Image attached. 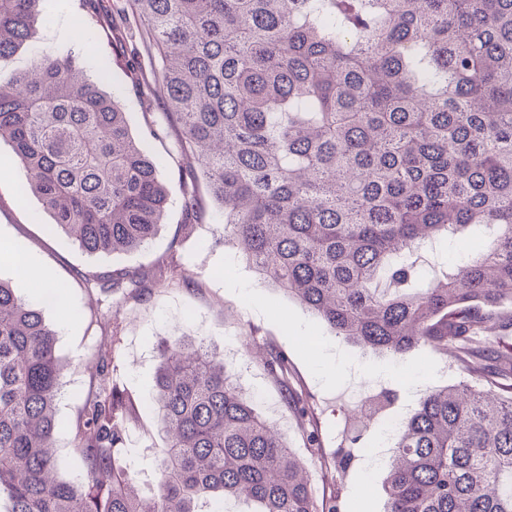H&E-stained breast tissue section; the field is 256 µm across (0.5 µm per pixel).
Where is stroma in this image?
Wrapping results in <instances>:
<instances>
[{"instance_id":"obj_1","label":"stroma","mask_w":512,"mask_h":512,"mask_svg":"<svg viewBox=\"0 0 512 512\" xmlns=\"http://www.w3.org/2000/svg\"><path fill=\"white\" fill-rule=\"evenodd\" d=\"M78 10L79 0H44V21L24 46L0 58V73L23 70L38 56L71 50L89 75L101 78L106 92L118 94L132 134L143 136L144 112L164 110L152 81V63L139 58L134 36L115 44L103 35L97 48L87 51L85 32L76 23ZM143 146L166 186L167 211L145 247L106 256L88 254L63 233L52 231V219L38 197L21 194L26 173L14 164L8 142H0V246L17 254L13 260L0 258V279L26 299L36 294L31 277L35 271L48 272L66 286L64 304L51 303L44 309L46 322L58 332L57 353L66 365L57 401L61 427L54 440L59 476L69 479L85 473L70 426L94 386L92 368L103 357L113 381L135 402L126 431L127 459L141 495L153 494L160 479L154 457L164 445L152 406L158 348L173 336H195L219 348L237 346L239 361L250 367L249 377L240 381L244 395L279 419L286 440L309 468L317 495L336 493L347 512H382L387 467H372L364 458L346 471L326 464L340 445L336 426L345 419L351 395L360 384L378 381L397 394L395 410L414 408L427 389L456 383L463 372L447 365L440 354L427 352L397 361L337 337L308 309L259 280L243 255L225 245L222 210L208 198L206 185L198 187L206 214L193 233L184 234L183 180L172 159L173 142L145 139ZM24 259L31 261L32 272L22 269ZM171 260L177 263L174 274L152 285L143 298L128 287L106 293L87 282L89 275H107L117 268L155 273ZM268 343L285 351L291 383L307 394L314 408L319 452L306 447L263 369Z\"/></svg>"}]
</instances>
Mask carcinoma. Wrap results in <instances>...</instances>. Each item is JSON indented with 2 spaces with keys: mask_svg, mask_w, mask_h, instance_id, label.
Returning a JSON list of instances; mask_svg holds the SVG:
<instances>
[{
  "mask_svg": "<svg viewBox=\"0 0 512 512\" xmlns=\"http://www.w3.org/2000/svg\"><path fill=\"white\" fill-rule=\"evenodd\" d=\"M139 53L159 56L165 127L185 172L181 229L205 213L261 280L337 336L402 359L448 354L492 377L508 360L481 333L512 330V0H126ZM40 0H0V58L40 22ZM25 189L89 254L134 252L156 235L166 187L120 100L67 52L0 75V140ZM465 248L443 278L410 290L408 257L439 236ZM138 281L116 270L108 288ZM0 280V500L7 512H199V500L255 512H344L319 499L278 429L244 396L224 355L192 336L160 350L153 404L165 434L160 480L139 494L124 465L132 399L96 363L99 387L73 429L86 476L56 473V403L65 364L47 297ZM264 368L300 424L308 399L275 346ZM366 426L335 459L350 467ZM384 512H512V383L427 390L398 428Z\"/></svg>",
  "mask_w": 512,
  "mask_h": 512,
  "instance_id": "obj_1",
  "label": "carcinoma"
}]
</instances>
